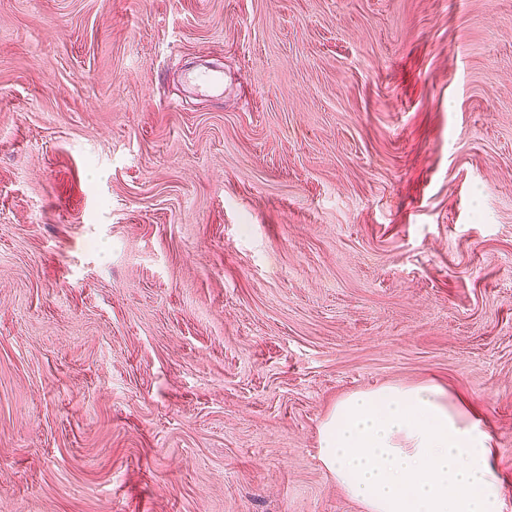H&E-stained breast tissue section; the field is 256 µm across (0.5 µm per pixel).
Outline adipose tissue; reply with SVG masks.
I'll return each mask as SVG.
<instances>
[{"instance_id": "obj_1", "label": "adipose tissue", "mask_w": 512, "mask_h": 512, "mask_svg": "<svg viewBox=\"0 0 512 512\" xmlns=\"http://www.w3.org/2000/svg\"><path fill=\"white\" fill-rule=\"evenodd\" d=\"M493 449L475 408L428 381L337 401L318 458L363 512H503Z\"/></svg>"}]
</instances>
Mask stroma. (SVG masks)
Wrapping results in <instances>:
<instances>
[{
	"instance_id": "obj_1",
	"label": "stroma",
	"mask_w": 512,
	"mask_h": 512,
	"mask_svg": "<svg viewBox=\"0 0 512 512\" xmlns=\"http://www.w3.org/2000/svg\"><path fill=\"white\" fill-rule=\"evenodd\" d=\"M428 380L512 512V0H0L5 512H362Z\"/></svg>"
}]
</instances>
